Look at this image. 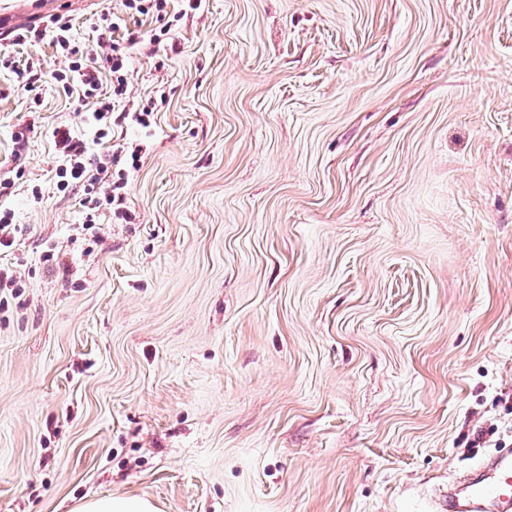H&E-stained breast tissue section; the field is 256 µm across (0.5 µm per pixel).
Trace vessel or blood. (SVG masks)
Instances as JSON below:
<instances>
[{
    "label": "vessel or blood",
    "instance_id": "b4317fda",
    "mask_svg": "<svg viewBox=\"0 0 512 512\" xmlns=\"http://www.w3.org/2000/svg\"><path fill=\"white\" fill-rule=\"evenodd\" d=\"M444 508L446 512H512V453L480 459L474 477L449 485Z\"/></svg>",
    "mask_w": 512,
    "mask_h": 512
}]
</instances>
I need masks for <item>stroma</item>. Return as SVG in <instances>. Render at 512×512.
<instances>
[{"label": "stroma", "instance_id": "35a3bbf8", "mask_svg": "<svg viewBox=\"0 0 512 512\" xmlns=\"http://www.w3.org/2000/svg\"><path fill=\"white\" fill-rule=\"evenodd\" d=\"M120 31L149 127L78 232L49 41L0 69V512H434L512 448V0H171ZM122 0H48L76 42ZM42 201H34L33 186ZM53 251L44 261V251ZM493 429L484 448L475 431ZM72 512H152V507L141 499L109 497L81 502Z\"/></svg>", "mask_w": 512, "mask_h": 512}]
</instances>
